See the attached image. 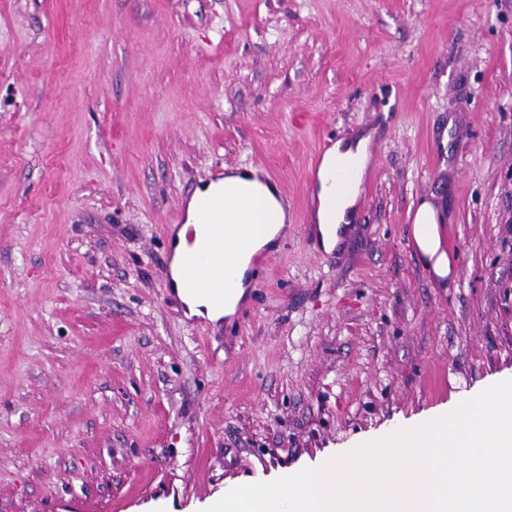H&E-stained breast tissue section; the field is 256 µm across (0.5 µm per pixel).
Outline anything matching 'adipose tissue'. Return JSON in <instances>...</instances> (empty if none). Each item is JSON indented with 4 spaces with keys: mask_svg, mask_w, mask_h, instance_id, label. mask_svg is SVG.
Listing matches in <instances>:
<instances>
[{
    "mask_svg": "<svg viewBox=\"0 0 512 512\" xmlns=\"http://www.w3.org/2000/svg\"><path fill=\"white\" fill-rule=\"evenodd\" d=\"M373 140L374 133L370 130L358 131L348 138L338 140L325 153L316 171L314 188L318 206L313 221L325 251L329 252L337 247L347 233L349 224H352L356 217L355 205L370 166ZM339 159L351 165L354 179L342 193L335 210L329 211L326 210L324 203L333 193L332 170ZM215 192L224 195L225 223H250L254 208L261 207L266 213L267 230L264 235L244 244L238 262L240 282L220 307L214 305L207 297L191 295L180 288L187 243L185 230H178L171 264L172 281L178 286L176 294L187 307L189 315L201 316L214 323L235 314L246 294L244 281L252 256L270 247L288 222V209L276 186L262 180L257 169L236 168L227 170L223 178L209 182L195 191L187 204V223H204L200 200L203 196ZM442 219L443 215L437 204L433 199L426 198L419 203L412 224L413 240L424 269L434 279L441 281L452 277L454 271L440 234Z\"/></svg>",
    "mask_w": 512,
    "mask_h": 512,
    "instance_id": "1",
    "label": "adipose tissue"
}]
</instances>
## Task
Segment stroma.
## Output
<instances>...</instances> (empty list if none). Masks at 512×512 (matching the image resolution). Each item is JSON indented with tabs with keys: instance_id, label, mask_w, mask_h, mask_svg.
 Wrapping results in <instances>:
<instances>
[{
	"instance_id": "35a3bbf8",
	"label": "stroma",
	"mask_w": 512,
	"mask_h": 512,
	"mask_svg": "<svg viewBox=\"0 0 512 512\" xmlns=\"http://www.w3.org/2000/svg\"><path fill=\"white\" fill-rule=\"evenodd\" d=\"M369 128L325 251L311 156ZM244 164L287 244L214 325L167 238ZM511 374L512 0H0V512H202ZM432 198H424L419 203L412 224V236L424 269L434 279L444 281L452 277L454 267L440 234L443 215Z\"/></svg>"
}]
</instances>
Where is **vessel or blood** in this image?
Here are the masks:
<instances>
[{"label":"vessel or blood","instance_id":"vessel-or-blood-1","mask_svg":"<svg viewBox=\"0 0 512 512\" xmlns=\"http://www.w3.org/2000/svg\"><path fill=\"white\" fill-rule=\"evenodd\" d=\"M257 230L254 224H216L203 234L188 230L183 288L209 296L216 304H223L237 283L239 249Z\"/></svg>","mask_w":512,"mask_h":512}]
</instances>
